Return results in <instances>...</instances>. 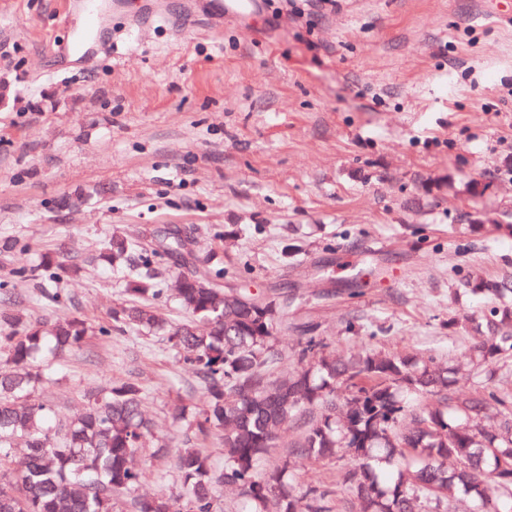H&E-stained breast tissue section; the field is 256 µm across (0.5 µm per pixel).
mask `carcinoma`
I'll return each mask as SVG.
<instances>
[{
  "label": "carcinoma",
  "instance_id": "obj_1",
  "mask_svg": "<svg viewBox=\"0 0 512 512\" xmlns=\"http://www.w3.org/2000/svg\"><path fill=\"white\" fill-rule=\"evenodd\" d=\"M103 257L133 272L130 300L112 309V327L164 330L148 304L162 297L156 269L184 249L180 240L148 250L121 231L103 244ZM216 269L185 277L174 300L191 320L167 331L197 378L202 403L189 420L183 446L169 454L160 444L152 456L172 458L180 494L134 495L140 472L132 463L151 431L138 381L112 383L85 396L80 412L55 417L37 387L48 380L32 366L38 354L80 349L92 333L110 329L80 318L9 324L0 336V512H218L215 487L235 488L240 512H329V494L288 480V464L261 469L277 447L278 433L300 430L289 456H347L344 482L353 496L349 512H448L459 496L474 512H512V392L486 389L468 396L433 359L355 352L338 358L311 338L297 353L298 368L277 375L282 360L277 333L288 297H260L224 289ZM503 299L476 322L472 369L454 374L468 381L476 371L512 356V282L477 285ZM221 433L224 466L205 441Z\"/></svg>",
  "mask_w": 512,
  "mask_h": 512
}]
</instances>
